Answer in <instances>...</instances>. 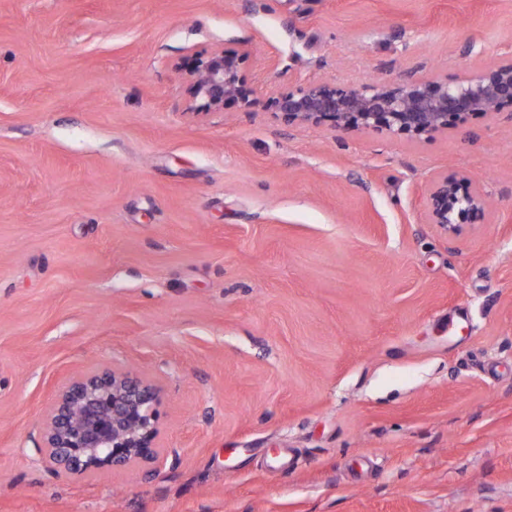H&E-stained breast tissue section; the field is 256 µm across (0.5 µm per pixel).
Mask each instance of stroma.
<instances>
[{
    "label": "stroma",
    "mask_w": 512,
    "mask_h": 512,
    "mask_svg": "<svg viewBox=\"0 0 512 512\" xmlns=\"http://www.w3.org/2000/svg\"><path fill=\"white\" fill-rule=\"evenodd\" d=\"M215 50L260 105L187 114ZM509 59L512 0H0V512H512V115L267 105ZM439 174L487 195L453 239ZM106 366L159 388L160 463L50 472L46 408Z\"/></svg>",
    "instance_id": "stroma-1"
}]
</instances>
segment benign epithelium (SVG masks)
Listing matches in <instances>:
<instances>
[{
    "label": "benign epithelium",
    "mask_w": 512,
    "mask_h": 512,
    "mask_svg": "<svg viewBox=\"0 0 512 512\" xmlns=\"http://www.w3.org/2000/svg\"><path fill=\"white\" fill-rule=\"evenodd\" d=\"M245 54L215 51L188 72V110L193 115L222 112L228 102L244 108L255 90L241 76ZM271 107L289 125L331 129L363 127L422 135L462 126L469 116L512 112V61L487 64L467 80L372 82L341 87L313 83L280 93ZM427 223L457 237L467 220L481 215L486 198L467 179L436 176L425 196ZM159 392L125 371L111 368L69 381L47 408L36 448L54 472L92 474L104 469L157 463Z\"/></svg>",
    "instance_id": "1"
}]
</instances>
